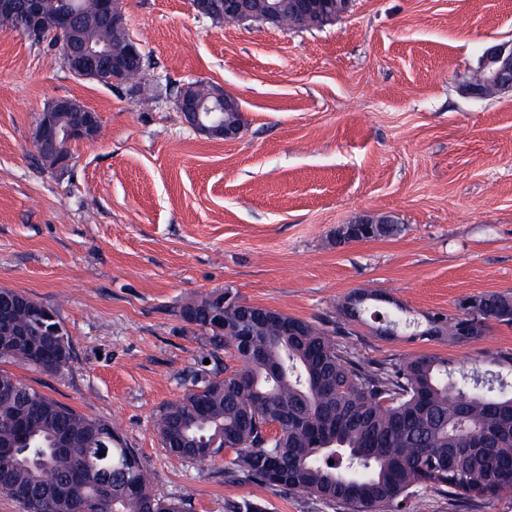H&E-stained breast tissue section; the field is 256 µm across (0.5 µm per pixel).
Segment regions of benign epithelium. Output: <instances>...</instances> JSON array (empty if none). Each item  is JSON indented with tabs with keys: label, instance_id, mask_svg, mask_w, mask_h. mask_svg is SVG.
I'll use <instances>...</instances> for the list:
<instances>
[{
	"label": "benign epithelium",
	"instance_id": "benign-epithelium-1",
	"mask_svg": "<svg viewBox=\"0 0 512 512\" xmlns=\"http://www.w3.org/2000/svg\"><path fill=\"white\" fill-rule=\"evenodd\" d=\"M16 0H0V14L16 16L17 31L41 43L60 35L61 26L49 27L41 0H27L24 9L16 11ZM101 9L112 14L116 26H125L120 0H99ZM293 15L298 28H310L325 20L329 14L314 11L308 0H292ZM282 0H224V16L241 21L261 20L280 26ZM112 55L105 43H82L69 58L68 68L75 75H88L86 66ZM466 95L482 99L497 92L512 90V48L493 46L486 49L470 81L463 85ZM178 111L189 114L194 128L215 139H234L241 131V123L228 115L240 112L237 102L224 91L213 89L210 97L197 98L190 87H184L175 98ZM98 123L94 112L85 109L73 98L53 100L42 112L32 131L33 146L41 149L43 156L59 155L63 146L73 142H91L97 137ZM392 220L368 215L358 217L350 224L336 229L338 239L350 243L364 242L383 236Z\"/></svg>",
	"mask_w": 512,
	"mask_h": 512
}]
</instances>
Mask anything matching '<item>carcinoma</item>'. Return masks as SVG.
<instances>
[{
	"label": "carcinoma",
	"mask_w": 512,
	"mask_h": 512,
	"mask_svg": "<svg viewBox=\"0 0 512 512\" xmlns=\"http://www.w3.org/2000/svg\"><path fill=\"white\" fill-rule=\"evenodd\" d=\"M47 17L123 52L98 0H44ZM0 289V312L21 336L0 333V365L57 373L71 343L54 311ZM487 319L512 326V294L480 297ZM180 316L235 368L212 370L157 418L163 447L208 460L226 448L224 473L334 504L343 512H411L423 489L476 500L512 493V391L487 370L460 377L448 360L418 355L391 369L341 350L335 333L225 290L196 296ZM471 311L434 315L453 342ZM334 464H329V460ZM151 473L109 422L80 414L0 368V492L23 512H187L151 488Z\"/></svg>",
	"instance_id": "obj_1"
}]
</instances>
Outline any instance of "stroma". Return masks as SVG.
Wrapping results in <instances>:
<instances>
[{
  "label": "stroma",
  "mask_w": 512,
  "mask_h": 512,
  "mask_svg": "<svg viewBox=\"0 0 512 512\" xmlns=\"http://www.w3.org/2000/svg\"><path fill=\"white\" fill-rule=\"evenodd\" d=\"M145 56L140 85L71 75L55 47L0 32V288L52 308L72 342L55 374H14L78 412L114 423L160 496L189 512L256 501L265 512H340L224 473L236 452H168L160 408L213 350L179 315L228 289L247 303L336 331L376 367L430 354L465 371L512 355V327L466 343L385 333L393 305L418 320L461 301L512 294V91L466 97L490 46H512V0H352L320 28L217 22L187 0H122ZM206 81L236 98V139H212L174 105ZM59 97L97 113L101 134L42 167L30 135ZM385 216L399 235L340 244L336 229ZM386 295L358 320L353 292ZM413 512H512L427 489Z\"/></svg>",
  "instance_id": "35a3bbf8"
}]
</instances>
